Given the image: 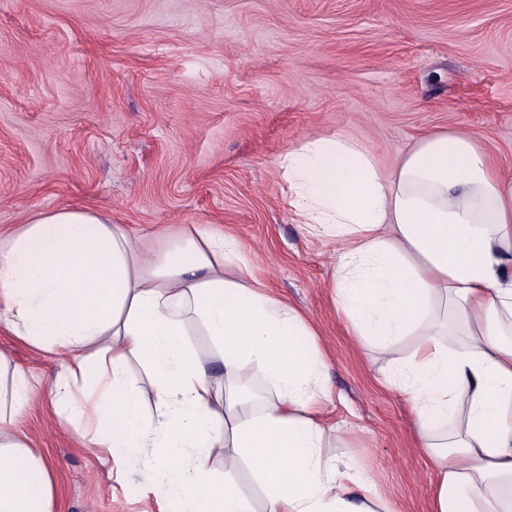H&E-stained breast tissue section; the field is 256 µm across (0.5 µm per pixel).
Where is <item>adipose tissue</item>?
Listing matches in <instances>:
<instances>
[{
	"instance_id": "obj_1",
	"label": "adipose tissue",
	"mask_w": 512,
	"mask_h": 512,
	"mask_svg": "<svg viewBox=\"0 0 512 512\" xmlns=\"http://www.w3.org/2000/svg\"><path fill=\"white\" fill-rule=\"evenodd\" d=\"M280 167L297 223L340 244L335 292L354 334L386 351L416 339L387 381L413 395L417 445L438 472L433 512H512V179L461 130L423 137L387 176L341 136L306 139ZM0 325L71 355L53 382L57 412L94 417V444L110 453L156 449L141 476L176 512H254L233 481L243 462L266 512H375L371 476L326 448L325 362L309 320L223 232L194 224L148 238L86 209L40 212L0 235ZM197 328L212 356L194 346ZM133 361L158 399L153 416L128 378ZM258 374L270 394L252 392ZM32 400L1 350L0 512L56 510L53 473L10 429ZM451 421L459 429L441 434ZM160 466L173 481L156 478Z\"/></svg>"
}]
</instances>
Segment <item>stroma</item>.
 Listing matches in <instances>:
<instances>
[{"instance_id": "1", "label": "stroma", "mask_w": 512, "mask_h": 512, "mask_svg": "<svg viewBox=\"0 0 512 512\" xmlns=\"http://www.w3.org/2000/svg\"><path fill=\"white\" fill-rule=\"evenodd\" d=\"M464 130L512 170V0H0V232L90 208L151 233L211 224L308 315L327 357L336 456L378 512H432L434 464L387 353L353 336L335 250L297 224L278 161L309 136L354 140L388 174L421 137ZM39 398L15 427L43 448L57 512H159L149 449L85 446L57 414L59 356L0 328Z\"/></svg>"}]
</instances>
